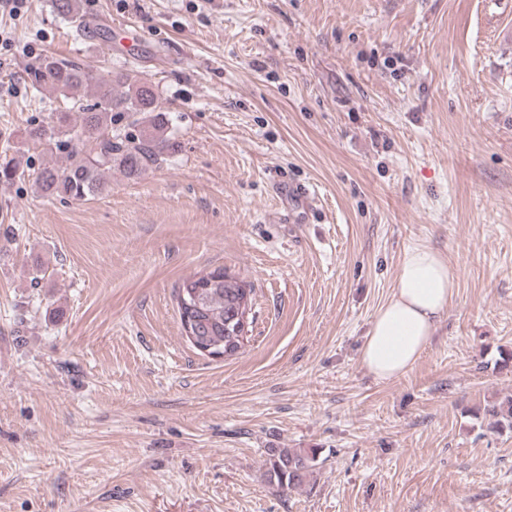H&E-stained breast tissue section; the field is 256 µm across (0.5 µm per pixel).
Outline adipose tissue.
<instances>
[{"label": "adipose tissue", "instance_id": "adipose-tissue-1", "mask_svg": "<svg viewBox=\"0 0 512 512\" xmlns=\"http://www.w3.org/2000/svg\"><path fill=\"white\" fill-rule=\"evenodd\" d=\"M456 277L429 248L406 252L397 287L377 312L362 352V362L377 380L409 370L428 345L436 322L454 296Z\"/></svg>", "mask_w": 512, "mask_h": 512}]
</instances>
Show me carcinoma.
<instances>
[{
  "instance_id": "carcinoma-1",
  "label": "carcinoma",
  "mask_w": 512,
  "mask_h": 512,
  "mask_svg": "<svg viewBox=\"0 0 512 512\" xmlns=\"http://www.w3.org/2000/svg\"><path fill=\"white\" fill-rule=\"evenodd\" d=\"M65 20L85 27L80 0H53ZM32 81L62 94L72 106L58 113L51 127L31 126L27 141L67 152L62 167H45L34 178L39 193L88 200L107 193L112 172L135 180L167 164L174 152L168 121L152 84L118 73L94 81L80 67L45 57L31 67ZM123 88L120 93L115 87ZM253 288L222 268L202 270L183 278L174 288L182 337L191 347L234 355L240 336L224 324L241 307L249 308ZM487 412L512 426V399L492 404ZM318 465L315 450L270 449L266 479L285 491L301 485Z\"/></svg>"
}]
</instances>
